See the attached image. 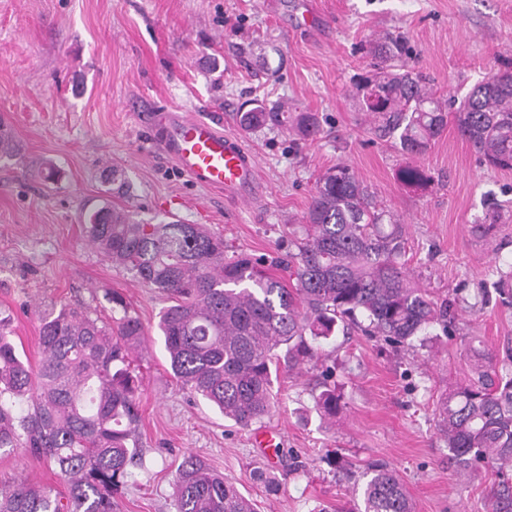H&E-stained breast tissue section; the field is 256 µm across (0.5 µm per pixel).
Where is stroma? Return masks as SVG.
Segmentation results:
<instances>
[{
	"label": "stroma",
	"instance_id": "35a3bbf8",
	"mask_svg": "<svg viewBox=\"0 0 512 512\" xmlns=\"http://www.w3.org/2000/svg\"><path fill=\"white\" fill-rule=\"evenodd\" d=\"M0 0V311L31 365L41 358L37 311L56 303L102 309L119 291L147 334L139 370L136 437L144 466L117 512H174L173 480L184 456L203 458L236 482L257 512H350L355 476L381 461L400 475L415 512H492L507 473H460L448 460L435 408L466 383L469 341L504 359L512 307L488 294L459 317L452 336L428 334L396 351L361 333L315 341V359L279 372L277 404L264 427L281 436L267 492L252 478L267 461L252 429L225 420L181 388L157 336L167 301L90 245L85 224L101 205L135 219L203 224L224 252L285 256L319 175L350 165L382 206L404 223L405 259L430 297H477L496 264L512 261V223L493 243L471 226L493 197L512 213V170L488 167L460 135L455 117L421 156L430 180L410 188L397 171L408 158L372 138L353 80L369 71L364 46L389 33L406 38L412 66L438 91L459 98L512 63V0ZM259 99L315 115L322 133L300 140L268 127L242 134L236 114ZM162 108L213 121L241 135L255 156L260 195L226 200L196 185L151 143L147 118ZM341 396L335 424L316 410L322 372ZM24 473L65 493L35 456L0 451V477Z\"/></svg>",
	"mask_w": 512,
	"mask_h": 512
}]
</instances>
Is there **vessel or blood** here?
Here are the masks:
<instances>
[{"label":"vessel or blood","instance_id":"1","mask_svg":"<svg viewBox=\"0 0 512 512\" xmlns=\"http://www.w3.org/2000/svg\"><path fill=\"white\" fill-rule=\"evenodd\" d=\"M154 144L194 183L248 200L256 191L255 159L242 141L211 121L166 109L153 113Z\"/></svg>","mask_w":512,"mask_h":512}]
</instances>
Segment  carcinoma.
I'll use <instances>...</instances> for the list:
<instances>
[{"mask_svg": "<svg viewBox=\"0 0 512 512\" xmlns=\"http://www.w3.org/2000/svg\"><path fill=\"white\" fill-rule=\"evenodd\" d=\"M371 54L373 70L355 84L371 133L403 155L425 154L447 125L445 103L425 75L406 65V41L381 38ZM366 84L380 89L379 104L366 102ZM458 112L459 133L473 150L489 165L512 170V68L476 85ZM237 117L245 132L290 124L304 140L320 133L312 113L290 115L259 100ZM397 176L406 186L430 180L415 163ZM501 224V204L488 198L471 230L491 241ZM86 234L113 265L168 299L157 329L173 376L241 427L271 414L278 371L314 359L308 339H326L339 325L397 350L414 347L436 326L453 332L448 298L429 297L410 276L402 222L344 162L316 182L304 223L290 232L286 261L245 252L227 258L224 238L200 224H151L108 205L94 210ZM283 264L286 279L271 273ZM495 273L494 290L511 306L512 263ZM107 300L105 318L65 303L41 311L35 368L14 342L13 318L0 313V449L37 455L67 486L61 497L22 474L0 478V512H115L132 469L142 465L135 431L143 377L133 356L145 332L122 294ZM468 353L474 377L448 391L436 409L448 457L463 472L481 463L512 467V354L499 364L479 348ZM315 408L323 421L335 422L336 387L324 386ZM174 486L175 512H256L231 480L191 454ZM354 498L361 502L351 512H414L400 476L382 463L361 472ZM493 512H512L511 485L498 491Z\"/></svg>", "mask_w": 512, "mask_h": 512, "instance_id": "cac0c4a2", "label": "carcinoma"}]
</instances>
